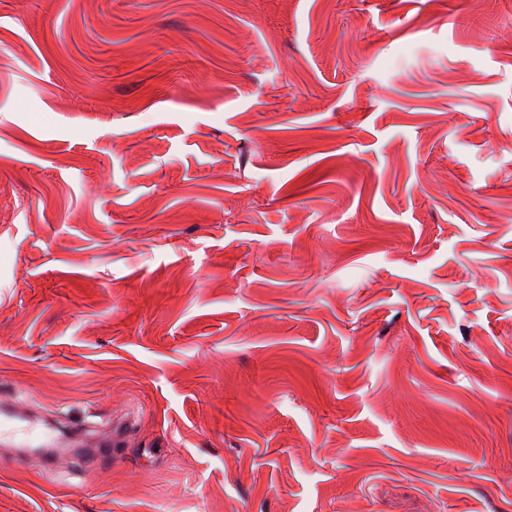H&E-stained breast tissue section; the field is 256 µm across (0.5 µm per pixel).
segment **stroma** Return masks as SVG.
<instances>
[{
    "label": "stroma",
    "instance_id": "1",
    "mask_svg": "<svg viewBox=\"0 0 512 512\" xmlns=\"http://www.w3.org/2000/svg\"><path fill=\"white\" fill-rule=\"evenodd\" d=\"M0 512H512V0H0Z\"/></svg>",
    "mask_w": 512,
    "mask_h": 512
}]
</instances>
